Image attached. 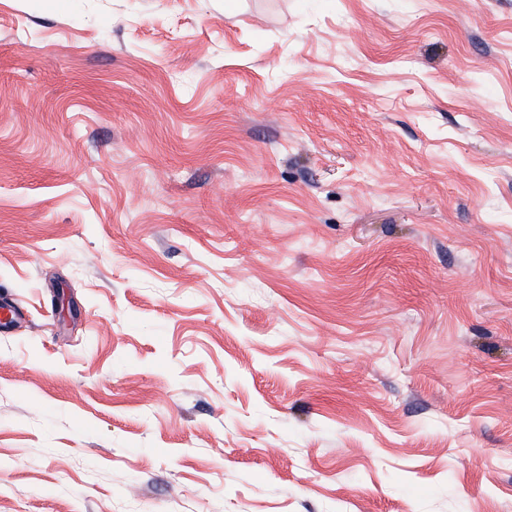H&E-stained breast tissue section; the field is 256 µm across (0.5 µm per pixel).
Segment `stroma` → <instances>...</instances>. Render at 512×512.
Returning <instances> with one entry per match:
<instances>
[{"mask_svg": "<svg viewBox=\"0 0 512 512\" xmlns=\"http://www.w3.org/2000/svg\"><path fill=\"white\" fill-rule=\"evenodd\" d=\"M0 297V512H512V0H0Z\"/></svg>", "mask_w": 512, "mask_h": 512, "instance_id": "stroma-1", "label": "stroma"}]
</instances>
